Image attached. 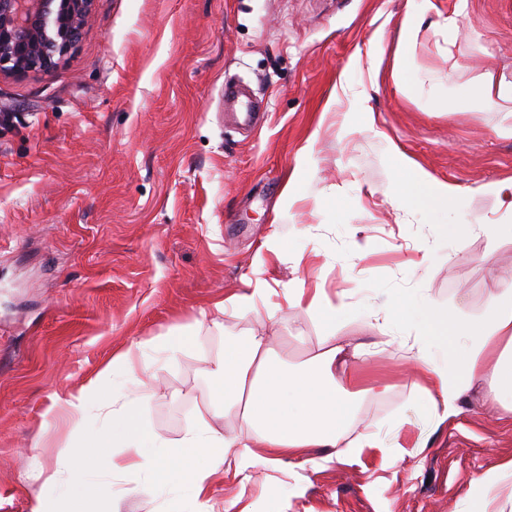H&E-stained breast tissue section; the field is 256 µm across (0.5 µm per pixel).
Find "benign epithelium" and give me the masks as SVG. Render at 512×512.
Masks as SVG:
<instances>
[{"mask_svg":"<svg viewBox=\"0 0 512 512\" xmlns=\"http://www.w3.org/2000/svg\"><path fill=\"white\" fill-rule=\"evenodd\" d=\"M94 0H0V74L23 76L63 57Z\"/></svg>","mask_w":512,"mask_h":512,"instance_id":"7a95c632","label":"benign epithelium"}]
</instances>
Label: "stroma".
<instances>
[{
    "instance_id": "obj_1",
    "label": "stroma",
    "mask_w": 512,
    "mask_h": 512,
    "mask_svg": "<svg viewBox=\"0 0 512 512\" xmlns=\"http://www.w3.org/2000/svg\"><path fill=\"white\" fill-rule=\"evenodd\" d=\"M410 13L415 65L398 80ZM486 70L512 91V0H95L54 68L0 75V512H33L40 470L69 445L68 422L45 414L51 399L175 327L200 332L147 371V426L175 442L204 415L252 438L241 408L214 418L206 370L225 340L254 332L291 366L324 350L286 288L344 295L345 340L386 325L393 356L373 373L389 390L354 397L345 439L399 425L405 452L258 473L247 500L259 512H458L472 478L512 459V414L483 383L433 425L408 369L415 324L385 316L427 297L476 322L512 273V237L483 231L512 225V112L474 84ZM228 78L262 102L256 131L225 120ZM399 153L455 187L456 206H403ZM446 224L470 230L451 239ZM272 237L276 256L263 248ZM262 263L253 308L217 315ZM267 481L279 497L260 498ZM116 488L110 512L199 508L145 472Z\"/></svg>"
}]
</instances>
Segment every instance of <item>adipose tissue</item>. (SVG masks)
<instances>
[{
    "instance_id": "adipose-tissue-1",
    "label": "adipose tissue",
    "mask_w": 512,
    "mask_h": 512,
    "mask_svg": "<svg viewBox=\"0 0 512 512\" xmlns=\"http://www.w3.org/2000/svg\"><path fill=\"white\" fill-rule=\"evenodd\" d=\"M397 164L405 205L439 201L454 206L455 188L432 182L405 156H398ZM495 289L486 315L469 327L431 301L419 308L408 302L394 313L395 319L411 317L416 322L414 363L424 380L418 391L433 424L459 414L464 395L484 379L489 382L488 398L512 411V276L498 279ZM284 298L322 325L326 348L304 371L290 374L270 366L267 338L258 334L225 342L223 355L207 370L225 409L247 399L242 419L257 431L256 439L225 437L202 418L173 443L144 423L148 395L128 391L124 383L183 351L199 333L195 325L176 328L119 351L77 392L51 400L46 415H66L77 436L67 452L43 470V493L34 512H97L99 500L112 493L111 485L100 479L104 471L150 472L163 489L187 492L204 506L216 475L244 488L252 470H281L286 459L304 460L311 448L325 449L319 460L323 466L352 457L353 449L342 438L357 423L347 395L358 387L359 378L348 361L385 358L388 343L381 339L354 345L339 339L336 322L344 298L319 291L308 296L300 288L285 289ZM103 409L109 416L105 428L87 431V414ZM508 480L512 460L487 469L471 481L462 512H492L490 492Z\"/></svg>"
}]
</instances>
